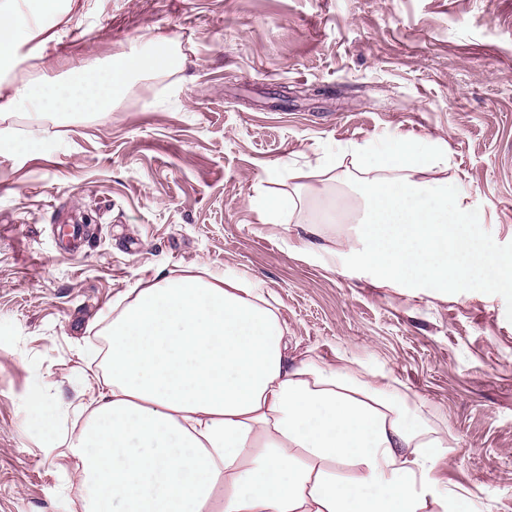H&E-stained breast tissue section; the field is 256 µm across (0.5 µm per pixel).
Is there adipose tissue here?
I'll return each instance as SVG.
<instances>
[{"instance_id": "ef3b65f1", "label": "adipose tissue", "mask_w": 512, "mask_h": 512, "mask_svg": "<svg viewBox=\"0 0 512 512\" xmlns=\"http://www.w3.org/2000/svg\"><path fill=\"white\" fill-rule=\"evenodd\" d=\"M75 81L20 83L0 112L106 111L174 63L163 38ZM85 512H475L441 488L448 451L390 384L294 362L260 284L167 278L113 320L97 405L71 444ZM355 470L336 477L337 466Z\"/></svg>"}]
</instances>
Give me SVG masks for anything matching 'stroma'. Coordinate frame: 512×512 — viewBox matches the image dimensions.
Listing matches in <instances>:
<instances>
[{
	"instance_id": "1",
	"label": "stroma",
	"mask_w": 512,
	"mask_h": 512,
	"mask_svg": "<svg viewBox=\"0 0 512 512\" xmlns=\"http://www.w3.org/2000/svg\"><path fill=\"white\" fill-rule=\"evenodd\" d=\"M156 36L178 58L162 89L137 78L111 111L46 124V150H0V512H83L70 445L95 343L135 290L227 271L264 282L294 358L385 375L447 439L443 486L512 512L504 299L380 287L341 259L351 147L385 136L442 146L482 227L512 242V0H67L0 82L67 80ZM330 160L313 191L286 178ZM261 190L293 198L281 223H262Z\"/></svg>"
}]
</instances>
